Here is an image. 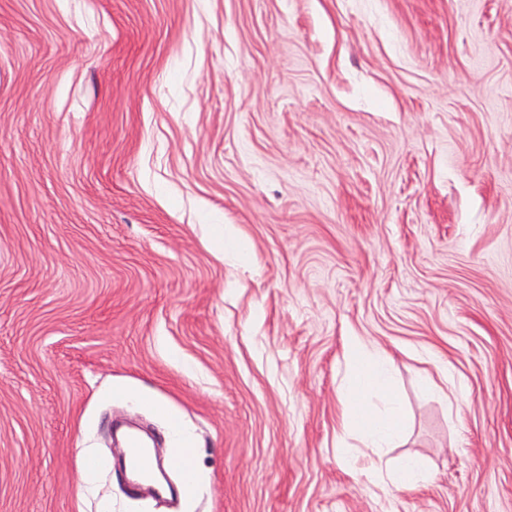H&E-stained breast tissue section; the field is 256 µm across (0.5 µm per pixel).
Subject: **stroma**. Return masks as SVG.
<instances>
[{"label":"stroma","mask_w":512,"mask_h":512,"mask_svg":"<svg viewBox=\"0 0 512 512\" xmlns=\"http://www.w3.org/2000/svg\"><path fill=\"white\" fill-rule=\"evenodd\" d=\"M173 419L204 482L130 494L113 421L176 488ZM105 504L512 512V0H0V512ZM347 353L353 367L348 379V397L351 404L365 405L373 396L386 400L379 413L350 412L345 419L346 430L358 432L362 448H389L387 445L404 432L406 420L402 407L394 395L389 372V355L377 345L354 336L347 341ZM378 461L375 463V472L382 480H390L397 491L408 489L428 481L429 475L423 464L415 458H409L392 472L387 463H383L382 456L376 451Z\"/></svg>","instance_id":"obj_1"}]
</instances>
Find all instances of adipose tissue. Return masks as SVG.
<instances>
[{
	"instance_id": "adipose-tissue-1",
	"label": "adipose tissue",
	"mask_w": 512,
	"mask_h": 512,
	"mask_svg": "<svg viewBox=\"0 0 512 512\" xmlns=\"http://www.w3.org/2000/svg\"><path fill=\"white\" fill-rule=\"evenodd\" d=\"M347 353L353 363L348 397L360 410L347 415L344 427L358 432L364 447L375 450L387 447L403 434L406 425L404 412L393 391L389 356L377 345L357 336L348 340ZM376 395L385 400L383 410L365 411V404Z\"/></svg>"
}]
</instances>
